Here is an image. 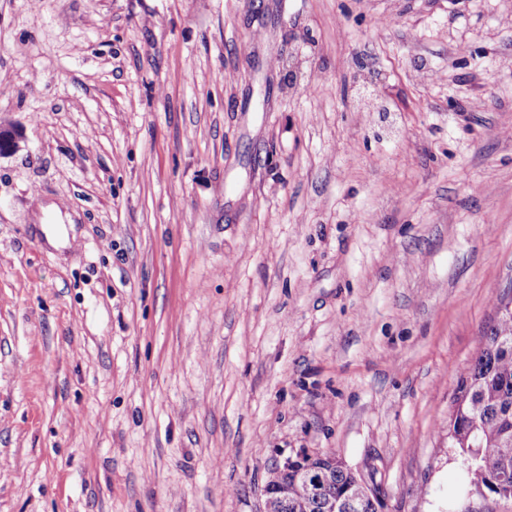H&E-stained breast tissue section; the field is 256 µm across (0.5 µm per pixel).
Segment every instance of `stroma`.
I'll list each match as a JSON object with an SVG mask.
<instances>
[{
    "mask_svg": "<svg viewBox=\"0 0 512 512\" xmlns=\"http://www.w3.org/2000/svg\"><path fill=\"white\" fill-rule=\"evenodd\" d=\"M9 125L0 512H262L303 449L512 512L446 425L512 293V0H0Z\"/></svg>",
    "mask_w": 512,
    "mask_h": 512,
    "instance_id": "stroma-1",
    "label": "stroma"
}]
</instances>
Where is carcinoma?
I'll use <instances>...</instances> for the list:
<instances>
[{"mask_svg": "<svg viewBox=\"0 0 512 512\" xmlns=\"http://www.w3.org/2000/svg\"><path fill=\"white\" fill-rule=\"evenodd\" d=\"M448 428L481 493L512 498V317L497 318L484 332L483 342L467 376L461 378L452 400ZM314 472L331 470L336 496L355 491L357 475L341 461L331 465L319 455L305 460ZM265 485L275 493L288 492V512H327L326 503L310 495L295 474L271 470ZM346 512H376L375 499L361 494L347 503Z\"/></svg>", "mask_w": 512, "mask_h": 512, "instance_id": "1", "label": "carcinoma"}]
</instances>
